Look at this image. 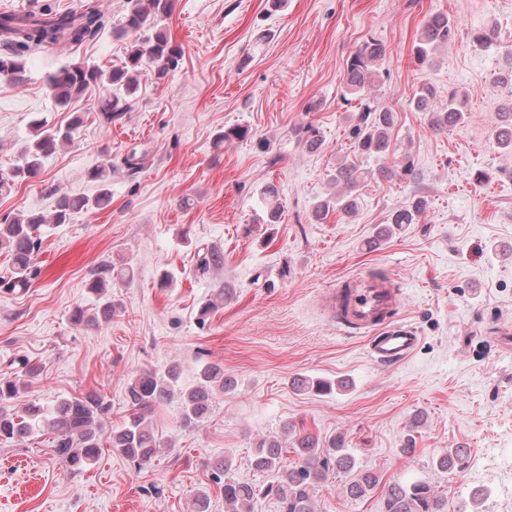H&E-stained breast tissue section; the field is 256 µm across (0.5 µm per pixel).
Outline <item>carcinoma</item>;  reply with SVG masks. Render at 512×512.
Returning a JSON list of instances; mask_svg holds the SVG:
<instances>
[{
	"instance_id": "cac0c4a2",
	"label": "carcinoma",
	"mask_w": 512,
	"mask_h": 512,
	"mask_svg": "<svg viewBox=\"0 0 512 512\" xmlns=\"http://www.w3.org/2000/svg\"><path fill=\"white\" fill-rule=\"evenodd\" d=\"M172 0H127V13L119 34L132 36L124 65L103 70L82 62L61 67L47 76V88L57 105L65 108L76 96L94 86H107V95L98 104V120L109 126L120 120L131 108V101L139 88V76L144 67H152L155 79L162 80L177 68L182 48L161 25L170 16ZM106 26L104 13L94 0H87L78 14L49 13L4 14L0 16V78L17 86L26 81V57L35 50L66 42L80 46L95 39ZM456 35L455 22L444 13L427 17L413 47L415 62L421 66L432 64L435 51ZM386 47L373 37L367 38L352 52L346 63L345 87L359 100L361 123L353 131V158H346L336 165L332 181L339 191L317 202L315 216L325 218L336 211L344 216L355 212L361 187L374 177L372 169L360 164V159H380L391 148V133L395 125L393 112L369 96L379 83L381 65L386 58ZM435 92L432 86L423 85L415 93L412 103L419 111L432 113L431 126L444 131L463 123V101L455 92L448 93V106L435 109ZM507 125L496 131L498 149L512 156V97L506 102ZM82 124L76 115L65 127H51L47 120L31 121L32 137L20 150L14 166L0 170V194L7 193L20 181L34 179L41 174L43 160L63 143L73 140ZM112 166H97L89 177L97 184V194L92 197H74L58 194L54 210L49 215H17L0 221V253L8 258L11 276L3 287L9 290L29 288L33 276L34 257L42 247V227L47 224H66L72 214L96 211L111 201ZM426 201L418 199L411 206L398 210L381 228L377 237L386 238L394 228L419 221ZM224 264V254L208 244L196 246L195 265L202 273ZM134 267L128 263L114 267L105 263L93 270L89 290L97 295L114 279L131 280ZM116 311V304L106 298L89 315L75 307L71 320L77 325L96 328L108 321ZM38 375V368L22 364L18 372L0 377V440H24L41 428L53 435L52 448L59 461L72 470H83L97 460L101 448V434L111 405L100 391L64 398L51 409L30 403L20 412L11 409V402ZM178 373L171 366L161 373L142 370L134 374L126 387L128 416L124 424L113 430L109 437L112 451L137 467L150 463L164 443L156 435L152 414L155 407L173 398L180 408V421L185 428H196L206 422L212 411L215 396L233 389V379L224 374L219 363L208 362L200 370L196 386L177 389ZM293 436L292 450L296 460L290 466L283 464V441L277 437L264 439L257 444L253 456L254 469L261 472L276 471L281 481L264 488L254 483L240 481L229 475L228 464L220 466L215 474L216 484L224 492L225 512H251L258 496L275 494L283 504V512H317L313 492L325 482L330 470L350 476L344 485V494L351 499H361L379 484V478L369 472H355L356 460L341 437L323 443L308 433L288 429ZM468 453L465 448H450L436 459L434 469L458 472L465 469ZM384 512H444L442 503L431 482L417 478L410 482H393L384 493Z\"/></svg>"
}]
</instances>
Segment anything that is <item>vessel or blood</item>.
Instances as JSON below:
<instances>
[{
    "mask_svg": "<svg viewBox=\"0 0 512 512\" xmlns=\"http://www.w3.org/2000/svg\"><path fill=\"white\" fill-rule=\"evenodd\" d=\"M401 303V288L369 275L347 278L326 296L329 321L344 332L366 336L368 354L378 366L408 360L421 344L413 327L396 321Z\"/></svg>",
    "mask_w": 512,
    "mask_h": 512,
    "instance_id": "obj_1",
    "label": "vessel or blood"
}]
</instances>
